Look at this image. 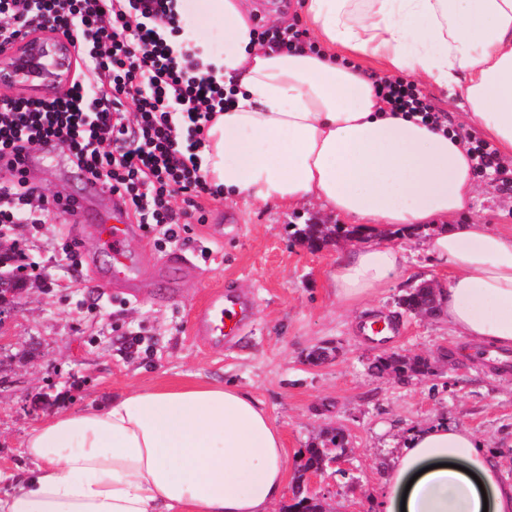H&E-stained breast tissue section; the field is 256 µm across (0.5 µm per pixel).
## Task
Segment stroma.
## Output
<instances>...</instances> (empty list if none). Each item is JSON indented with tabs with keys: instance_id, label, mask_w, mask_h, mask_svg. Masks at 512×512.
<instances>
[{
	"instance_id": "obj_1",
	"label": "stroma",
	"mask_w": 512,
	"mask_h": 512,
	"mask_svg": "<svg viewBox=\"0 0 512 512\" xmlns=\"http://www.w3.org/2000/svg\"><path fill=\"white\" fill-rule=\"evenodd\" d=\"M25 177L50 204L44 223L17 225L4 243L25 270L0 319V468L25 465L20 450L28 433L60 408L98 405L137 386L231 382L262 405L283 436L288 479L272 512L291 504L307 448L333 428L345 432L348 452L321 479L326 512H379L405 434L435 421L471 430L499 451L512 477V371L463 354L464 340L445 318L399 305L409 289L447 281L431 265L422 235L398 238L407 269L355 309L337 300L332 275L340 252L361 238L340 231L313 248L298 236L305 225H334L337 217L315 205L274 208L206 195L204 223L189 224L177 246L190 256V270L155 273L164 250L145 237L130 242L144 266L131 296L113 290L110 256L89 231L111 216V193L91 184L61 148L32 151ZM475 182L468 220L511 231L512 165ZM56 194L77 200V215L53 204ZM72 249L82 260L77 271L67 258ZM228 283L252 300L251 321L213 349L194 336L192 321ZM369 316L391 320L394 332L381 341L366 337ZM322 346L338 348L337 358L310 363ZM385 351L426 358L434 373L378 377L370 366Z\"/></svg>"
}]
</instances>
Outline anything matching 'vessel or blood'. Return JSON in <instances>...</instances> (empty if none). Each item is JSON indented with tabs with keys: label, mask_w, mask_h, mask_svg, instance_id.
Segmentation results:
<instances>
[{
	"label": "vessel or blood",
	"mask_w": 512,
	"mask_h": 512,
	"mask_svg": "<svg viewBox=\"0 0 512 512\" xmlns=\"http://www.w3.org/2000/svg\"><path fill=\"white\" fill-rule=\"evenodd\" d=\"M94 231L112 258L113 282L131 283L127 240L138 233L139 227L129 222L125 206L121 202H113L111 221L95 224ZM250 315L249 301L228 289L218 292L209 305L195 315L193 330L204 341L225 344L231 342L240 327L249 322Z\"/></svg>",
	"instance_id": "b4317fda"
}]
</instances>
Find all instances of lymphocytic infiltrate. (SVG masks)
<instances>
[{
    "label": "lymphocytic infiltrate",
    "instance_id": "obj_1",
    "mask_svg": "<svg viewBox=\"0 0 512 512\" xmlns=\"http://www.w3.org/2000/svg\"><path fill=\"white\" fill-rule=\"evenodd\" d=\"M177 0H0V41L47 28L72 39L83 66L67 90L51 98L0 97V232L41 224L23 177L31 151L67 149L92 183L121 199L162 244L180 242L210 187L197 151L214 116L231 104L194 51L175 52L160 34L178 33ZM391 111L443 120L417 85L380 80ZM185 207H176L178 197Z\"/></svg>",
    "mask_w": 512,
    "mask_h": 512
}]
</instances>
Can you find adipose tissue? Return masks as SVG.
Returning <instances> with one entry per match:
<instances>
[{"label": "adipose tissue", "instance_id": "adipose-tissue-1", "mask_svg": "<svg viewBox=\"0 0 512 512\" xmlns=\"http://www.w3.org/2000/svg\"><path fill=\"white\" fill-rule=\"evenodd\" d=\"M211 38L185 0L176 43L234 92L199 151L225 192L294 207L318 201L372 243L336 264L338 298L360 302L404 270L391 231L425 230L446 271L440 313L477 346L512 349V232L456 223L474 197L457 135L390 112L337 52L383 62L390 78L434 84L512 162V0H304L313 49L254 40L241 0H204ZM22 471L0 469V512H271L287 478L280 430L231 383L140 387L62 411L33 429ZM381 512H512V482L470 430L408 433Z\"/></svg>", "mask_w": 512, "mask_h": 512}]
</instances>
